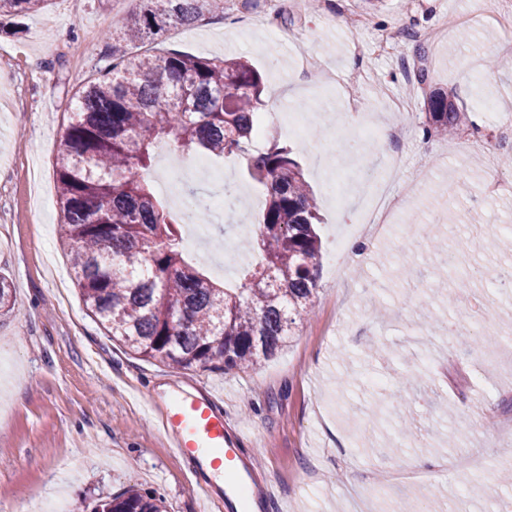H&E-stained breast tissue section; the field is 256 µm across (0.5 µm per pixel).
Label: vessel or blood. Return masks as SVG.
<instances>
[{
    "instance_id": "b4317fda",
    "label": "vessel or blood",
    "mask_w": 512,
    "mask_h": 512,
    "mask_svg": "<svg viewBox=\"0 0 512 512\" xmlns=\"http://www.w3.org/2000/svg\"><path fill=\"white\" fill-rule=\"evenodd\" d=\"M151 404L181 457L201 469L223 470L225 500L234 501L248 490L259 512H286L271 487H253L252 467L229 431L231 415L211 387H197L195 394L169 403L155 397Z\"/></svg>"
}]
</instances>
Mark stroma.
Instances as JSON below:
<instances>
[{
	"label": "stroma",
	"mask_w": 512,
	"mask_h": 512,
	"mask_svg": "<svg viewBox=\"0 0 512 512\" xmlns=\"http://www.w3.org/2000/svg\"><path fill=\"white\" fill-rule=\"evenodd\" d=\"M289 0H257L252 9L227 0L223 10L171 29L163 46L197 57H242L264 79L266 112H307L301 137L283 135L313 192L321 222V260L313 313L271 360L228 373L179 370L127 354L89 316L74 283L57 292L51 269L70 272L59 238L53 176L62 132L77 97L101 64L116 16L138 12L139 0H49L44 9L0 19V276L14 305L0 312V503L37 512L34 492L68 505L120 493L129 476L166 498L167 512H227L223 494L203 504L204 473L175 454L148 399L193 392L204 382L246 431V456L258 483L273 486L288 512H448L462 483L489 487L470 498V512H497L512 499V290L496 274L463 282L437 272L434 237L470 254L472 268L492 262L512 275V235L489 244L488 225H512V199L491 201L477 190L490 176L512 178L497 153L483 148L491 115L512 114V58L496 47L491 18L512 0H324L297 14ZM463 27L418 43L444 15ZM401 29L402 45L373 51L376 34ZM362 49L354 51L352 39ZM303 42L333 76L316 85L299 68ZM423 60L428 84L454 92L468 120L454 137L424 136V103L412 63ZM24 84H17V77ZM410 102L409 115L392 100ZM381 125L409 123L407 141L380 147L360 134L363 114ZM403 158L401 182L419 172V192L402 196L390 226L372 242L369 260L329 259L335 234L355 223L382 176L387 152ZM158 161L156 191L170 182L182 219L208 226L209 251L222 254L224 279L235 282L263 208L264 192L234 158L210 157L223 182L187 178ZM479 212L482 222L449 228V210ZM467 295H459L460 285ZM351 385L339 390L338 375ZM428 456L437 466L419 470ZM479 456L491 476L465 473L458 458ZM83 459L78 477L66 464ZM359 476L355 487L345 469Z\"/></svg>",
	"instance_id": "35a3bbf8"
}]
</instances>
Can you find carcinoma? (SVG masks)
<instances>
[{
	"instance_id": "carcinoma-1",
	"label": "carcinoma",
	"mask_w": 512,
	"mask_h": 512,
	"mask_svg": "<svg viewBox=\"0 0 512 512\" xmlns=\"http://www.w3.org/2000/svg\"><path fill=\"white\" fill-rule=\"evenodd\" d=\"M48 0H0V15ZM118 19L106 65L63 130L54 164L60 237L86 308L131 353L183 370H245L273 358L311 310L322 241L319 213L286 143L250 150L265 110L260 72L242 58H201L155 46L218 0H141ZM426 132L459 129L466 112L442 90L425 94ZM241 159L266 191L255 239L260 265L227 288L187 263L180 219L145 178L156 150ZM91 512H167L133 482Z\"/></svg>"
}]
</instances>
